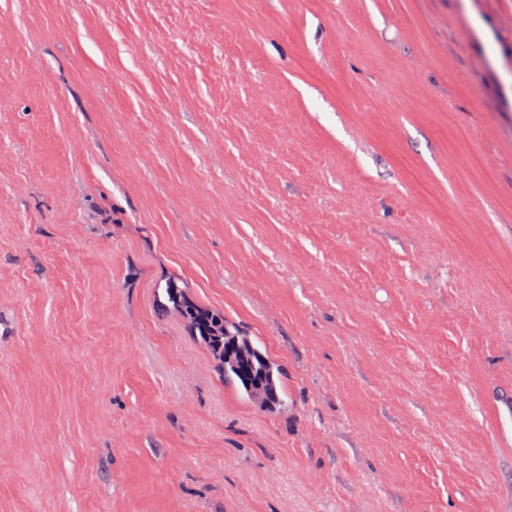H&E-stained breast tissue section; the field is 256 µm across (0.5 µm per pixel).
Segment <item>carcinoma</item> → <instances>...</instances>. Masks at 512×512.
Here are the masks:
<instances>
[{
	"instance_id": "carcinoma-1",
	"label": "carcinoma",
	"mask_w": 512,
	"mask_h": 512,
	"mask_svg": "<svg viewBox=\"0 0 512 512\" xmlns=\"http://www.w3.org/2000/svg\"><path fill=\"white\" fill-rule=\"evenodd\" d=\"M158 289L159 311L183 323L223 383L248 398L264 394L267 402L263 408L268 411L282 404L279 386L284 377L283 368L275 365L266 351L253 341L250 342L251 360L239 359L237 350L248 336L224 316V309L197 300L174 276L164 279Z\"/></svg>"
}]
</instances>
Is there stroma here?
<instances>
[{
    "mask_svg": "<svg viewBox=\"0 0 512 512\" xmlns=\"http://www.w3.org/2000/svg\"><path fill=\"white\" fill-rule=\"evenodd\" d=\"M509 43L512 0H0V512H512ZM157 288L159 311L166 316H175L183 323L193 340L206 353L213 372L224 384L231 385L251 399L257 393H263L267 398L263 408L268 411L282 405L280 385L285 374L283 368L276 366L265 350L230 322L224 316L223 308L197 300L184 283L174 276L164 279V284L159 283ZM244 340L250 342V362L237 356V350Z\"/></svg>",
    "mask_w": 512,
    "mask_h": 512,
    "instance_id": "obj_1",
    "label": "stroma"
}]
</instances>
